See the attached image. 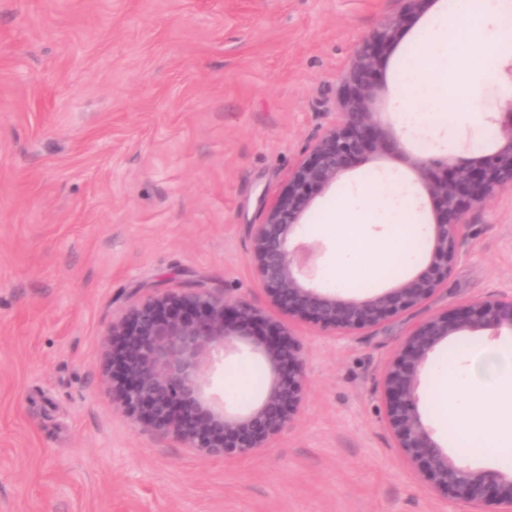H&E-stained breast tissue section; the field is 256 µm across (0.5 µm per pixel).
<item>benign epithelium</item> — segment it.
<instances>
[{"label":"benign epithelium","instance_id":"7a95c632","mask_svg":"<svg viewBox=\"0 0 512 512\" xmlns=\"http://www.w3.org/2000/svg\"><path fill=\"white\" fill-rule=\"evenodd\" d=\"M435 0H403V8L367 37L353 56L336 102V119L293 167L288 184L252 225L250 259L270 307L293 323L349 334L382 327L419 307L448 281L458 260L466 213L512 187V106L499 120L489 152L455 159L410 156L392 126L375 112L388 48L404 17ZM389 152L414 173L433 205L421 269L392 288L353 297L308 279V249L295 243L316 197L366 154ZM512 324V303L493 298L417 323L382 381L385 421L403 458L434 491L468 503L493 501L512 512V472L464 466L448 454L419 409L417 390L431 353L462 332ZM112 403L137 423L164 431L189 448L232 459L269 447L299 414L306 379L298 340L281 321L242 300L205 288L148 294L112 321ZM248 351L267 372L261 398L231 410L212 391L227 352Z\"/></svg>","mask_w":512,"mask_h":512}]
</instances>
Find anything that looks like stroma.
I'll list each match as a JSON object with an SVG mask.
<instances>
[{
	"instance_id": "stroma-1",
	"label": "stroma",
	"mask_w": 512,
	"mask_h": 512,
	"mask_svg": "<svg viewBox=\"0 0 512 512\" xmlns=\"http://www.w3.org/2000/svg\"><path fill=\"white\" fill-rule=\"evenodd\" d=\"M401 0H0V512H491L431 490L384 420L382 376L426 317L512 303V188L472 208L447 284L389 325L347 336L293 328L307 383L296 420L233 460L186 447L112 404V321L156 291L205 288L268 308L251 227L335 119L342 76ZM435 0L390 49L376 105L407 152L491 150L512 53L478 75V118L409 127L406 60L443 16ZM388 186L419 224L432 207L387 154L358 160L306 214L303 243L331 285L343 190ZM512 351V327L437 347L419 408L449 356ZM266 384L226 357L213 389L235 404Z\"/></svg>"
}]
</instances>
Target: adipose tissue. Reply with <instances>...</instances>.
<instances>
[{
	"instance_id": "ef3b65f1",
	"label": "adipose tissue",
	"mask_w": 512,
	"mask_h": 512,
	"mask_svg": "<svg viewBox=\"0 0 512 512\" xmlns=\"http://www.w3.org/2000/svg\"><path fill=\"white\" fill-rule=\"evenodd\" d=\"M510 50L512 12L502 0H455L444 29L429 31L419 46V65L409 75V106H416L427 91L437 109L423 113V120L435 122L439 109L447 107L453 115L475 117L472 74L490 69L497 54ZM385 195L383 187L368 186L337 205V286L354 280L358 269L372 266L380 254L395 257L401 273L415 264L412 245L420 227L413 224L409 209L385 204ZM367 224L391 225L393 233L368 237L363 233ZM446 379L455 389L441 394L437 407L447 413L450 438L462 454L512 451V354L481 349L468 357L465 367L450 364Z\"/></svg>"
}]
</instances>
